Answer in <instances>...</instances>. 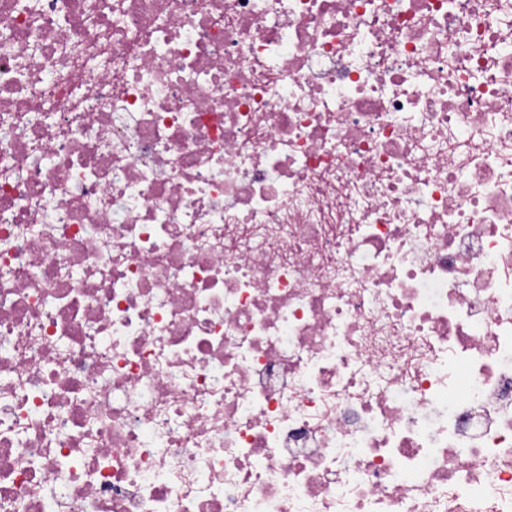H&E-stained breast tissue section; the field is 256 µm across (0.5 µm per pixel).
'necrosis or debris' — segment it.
Wrapping results in <instances>:
<instances>
[{
	"label": "necrosis or debris",
	"mask_w": 512,
	"mask_h": 512,
	"mask_svg": "<svg viewBox=\"0 0 512 512\" xmlns=\"http://www.w3.org/2000/svg\"><path fill=\"white\" fill-rule=\"evenodd\" d=\"M0 512H512V0H0Z\"/></svg>",
	"instance_id": "4bbe7bcc"
}]
</instances>
